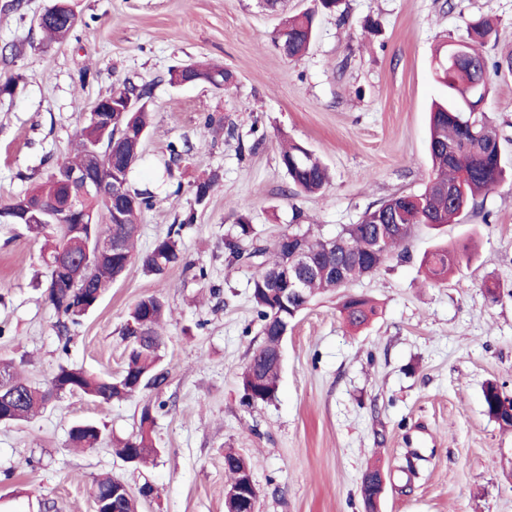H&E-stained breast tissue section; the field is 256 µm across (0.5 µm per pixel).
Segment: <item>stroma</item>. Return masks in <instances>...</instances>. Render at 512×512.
Masks as SVG:
<instances>
[{
  "mask_svg": "<svg viewBox=\"0 0 512 512\" xmlns=\"http://www.w3.org/2000/svg\"><path fill=\"white\" fill-rule=\"evenodd\" d=\"M55 2L0 0V82L19 79L13 98L0 99V203L43 181L47 159L68 156L95 103L129 79L152 87L146 161L132 179L156 200L141 217L138 251L187 212L196 219L180 238L184 266L160 280L133 264L64 337L44 296V239L0 231V363L32 383L62 364L119 373L132 305L147 294L166 304L163 384L104 411L67 394L29 421L0 425V512H93L90 488L103 475L137 494L138 512H224L229 448L253 462L258 512H363L358 486L373 464L385 477L379 512H512V430L483 401L490 381L512 395V176L455 223L416 228L408 260L349 285L378 307L367 328L346 327L340 295L308 306L288 331L275 399L253 408L241 402V374L261 343L252 271L224 262L239 216L268 244L293 224L332 237L380 201L422 190L430 107L445 93L435 49L480 19L496 30L484 49L483 111L512 160V0H340L318 13L299 59L282 55L277 32L314 0L274 10L261 0H68L77 25L49 45L34 19ZM202 60L232 71L234 84H170V68ZM284 137L328 167L325 196L289 195ZM183 139L192 151L174 171L175 195L159 170L169 143ZM214 171L218 184L197 204L194 182ZM466 240L473 256L447 283L424 279V253ZM199 267L206 280L194 279ZM490 283L499 301L488 298ZM159 402V454L129 467L112 442L136 434L143 407ZM86 419L105 440L82 451L69 430ZM146 486L153 495L141 496Z\"/></svg>",
  "mask_w": 512,
  "mask_h": 512,
  "instance_id": "obj_1",
  "label": "stroma"
}]
</instances>
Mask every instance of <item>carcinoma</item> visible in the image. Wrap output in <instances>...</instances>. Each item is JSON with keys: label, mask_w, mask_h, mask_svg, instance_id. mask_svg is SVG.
I'll return each mask as SVG.
<instances>
[{"label": "carcinoma", "mask_w": 512, "mask_h": 512, "mask_svg": "<svg viewBox=\"0 0 512 512\" xmlns=\"http://www.w3.org/2000/svg\"><path fill=\"white\" fill-rule=\"evenodd\" d=\"M316 9L291 17L278 35V44L289 58L307 53L314 36ZM73 25L65 14L50 13L45 16L41 30L48 42L64 39ZM469 40L459 42L466 49L462 57L448 60L450 47L443 46L436 55V73L448 88V98L435 104L430 116L429 150L432 172L425 188L417 193H401L381 201L365 211L361 221L350 224L336 234L335 242L327 245V239L300 228L289 232L297 246L310 255L317 271L302 273L300 295L290 299L285 288L288 283L272 280L275 271L284 264V252L279 241L270 246L263 244L256 235L254 225L245 216L237 218L235 233L224 241L227 266L246 264L254 269L251 280V301L259 322L260 346L253 352L242 374L243 398L249 405L272 401L278 390L281 363L277 351L281 333L291 326L300 313L317 297L339 291L348 284L375 273L390 257H406L403 248L415 228L432 222L438 228L450 224L461 214L469 202L489 191L506 176L497 131L487 122L483 113L471 108L469 89L472 84H483L486 57L482 47L493 34L486 22L470 26ZM219 89L233 83L231 71L205 64H189L187 70L169 72L171 84H179L186 75ZM151 85L130 81L112 85L110 96L123 99L132 96L145 102L151 99ZM149 108L137 112L117 113L108 139L112 140V152H103L96 175L112 178V186L120 187L132 197L122 217L114 221L107 209L94 195L83 198L81 207L94 213L96 223L92 233L112 237L118 250L101 253L90 258L83 254L84 241L78 233L79 215L73 214L59 224H25L23 229L32 237L50 234L55 246L43 255L48 269L46 300L59 317L58 333L65 336L68 324L77 323V317L85 314L84 303L72 286L87 283L93 293H104L136 261L145 270L163 278L183 262L176 236L187 224L194 223V213L189 212L180 220L178 227L170 229L166 237L157 240L153 248L140 254L135 242L140 231L142 213L153 207L154 193L147 187L132 185L130 176L135 166L143 160L144 139L137 133L149 126ZM76 149L71 158L54 161L51 167L67 168L83 166L89 146L102 140V133L86 122L76 132ZM169 159L166 170L179 164L192 151L188 140L168 145ZM280 164L286 171L294 194H321L328 183L327 168L309 149L299 143L289 142L282 146ZM219 174L198 181L193 186L195 201L205 204ZM61 202L60 189L53 176L35 185L23 195L0 203L1 210L25 211L40 206L55 207ZM380 224H404L406 230L377 235ZM62 253L70 257L66 278H56L54 263ZM465 254L455 248L441 246L424 254L421 267L427 278L442 283L448 274L459 268ZM165 311L164 300L156 294L142 296L128 314L127 322L138 326V334L132 335L125 327L122 336L127 340L125 365L113 376L91 374L81 368L62 365L51 380L43 386H34L21 380L10 365L0 366V392L15 394L12 417L14 422L27 421L38 414L55 397L62 393H76L92 400L101 409L113 401L132 396L150 385L165 380L161 368V348L164 337L158 331ZM340 314L353 329L367 326L377 315V308L362 295L343 296ZM505 391L494 382L484 388V407L487 415L502 427L512 428V415L498 409V400ZM154 424L153 407H144L140 417L138 434L113 444L114 452L122 459L134 457L137 464L145 463L157 452L150 437ZM70 440L74 447L85 450L98 445L96 427L71 428ZM224 469L228 487L237 486L252 475L253 463L232 450L224 453ZM383 483L377 466L367 468L361 478L359 494L364 512H377L380 499L376 497Z\"/></svg>", "instance_id": "carcinoma-1"}]
</instances>
